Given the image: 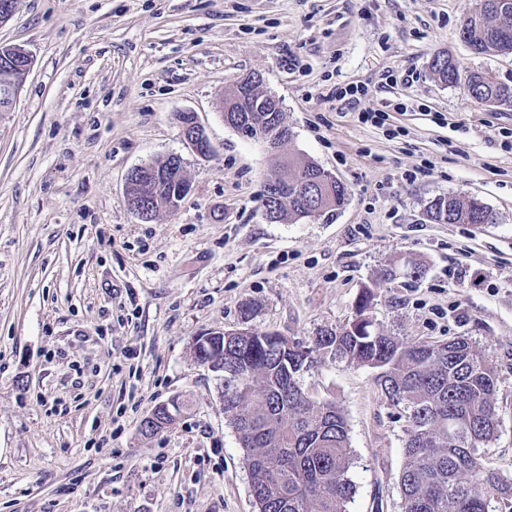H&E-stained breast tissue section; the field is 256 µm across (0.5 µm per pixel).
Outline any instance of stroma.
<instances>
[{
    "instance_id": "35a3bbf8",
    "label": "stroma",
    "mask_w": 512,
    "mask_h": 512,
    "mask_svg": "<svg viewBox=\"0 0 512 512\" xmlns=\"http://www.w3.org/2000/svg\"><path fill=\"white\" fill-rule=\"evenodd\" d=\"M474 0H16L0 46L33 65L0 112V512H258L216 373L195 337L251 326L299 340L345 325L363 289L403 341L458 336L498 372L500 426L484 465L512 484V108L465 79L512 85V55L459 38ZM447 53L460 81L429 69ZM257 72L291 140L274 153L225 124L222 103ZM355 86L353 100L338 89ZM387 109L400 136L360 123ZM190 112L212 152L184 140ZM448 117L447 126L433 120ZM183 159L177 211L140 221L129 172ZM312 161L346 184L334 214L270 224L268 175ZM429 175H418L423 165ZM475 196L493 224H433V198ZM410 257L423 278L382 282ZM367 367L325 362L304 386L344 413L348 512H402L406 418ZM187 407L151 436L141 420ZM467 90L470 96L480 104L497 102L499 106L512 107V86L495 80L488 73L471 75Z\"/></svg>"
}]
</instances>
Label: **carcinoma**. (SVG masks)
<instances>
[{
	"instance_id": "carcinoma-1",
	"label": "carcinoma",
	"mask_w": 512,
	"mask_h": 512,
	"mask_svg": "<svg viewBox=\"0 0 512 512\" xmlns=\"http://www.w3.org/2000/svg\"><path fill=\"white\" fill-rule=\"evenodd\" d=\"M475 54L512 55V18H501L497 0H484L459 29ZM430 69L444 84L457 82L458 67L446 55H433ZM467 90L480 104L512 107V86L488 73L471 75ZM251 128L268 133L285 123L282 112H230ZM298 182L288 185L275 207L278 221L321 216L341 209L347 187L325 188L320 207L305 187L325 169L312 162L288 164ZM190 190L187 178L162 179L143 191L142 206L157 214L171 209ZM433 224H492L490 208L476 197L440 195L430 201ZM373 297L365 290L354 318L336 329H320L306 351L278 349V332L224 334L212 358L224 364V413L251 475L258 512H346L353 493V465L346 419L334 403H317L306 392L304 376L326 360L377 370L381 397L408 414L404 464L400 473L403 512H490L491 501L512 500V485L486 469L479 449L500 424L495 403L498 374L485 352L461 339L457 354L448 342H403L370 315Z\"/></svg>"
}]
</instances>
